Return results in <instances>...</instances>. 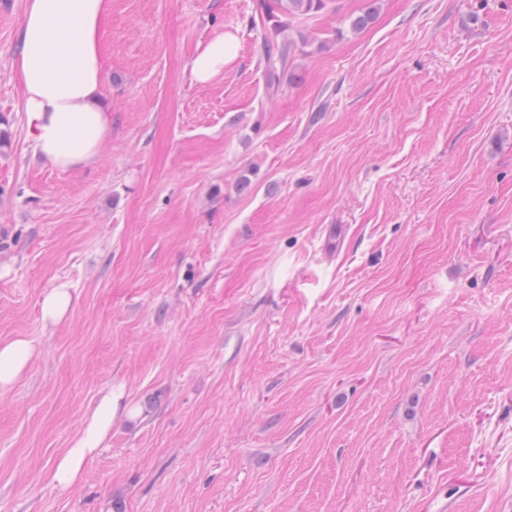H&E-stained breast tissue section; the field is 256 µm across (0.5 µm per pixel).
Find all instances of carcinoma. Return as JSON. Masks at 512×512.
<instances>
[{"mask_svg":"<svg viewBox=\"0 0 512 512\" xmlns=\"http://www.w3.org/2000/svg\"><path fill=\"white\" fill-rule=\"evenodd\" d=\"M326 0H272L267 3L261 0L259 7L267 14L278 11L287 17V21H279L272 25L265 37V63L267 88L272 91L278 87L280 74L291 64V60L297 48V43L291 36L285 35L290 29L288 20L310 12H318L325 7ZM369 5L351 20V28L354 31L365 29L374 20L377 12V0H368Z\"/></svg>","mask_w":512,"mask_h":512,"instance_id":"cac0c4a2","label":"carcinoma"}]
</instances>
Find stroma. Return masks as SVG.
<instances>
[{"label":"stroma","instance_id":"35a3bbf8","mask_svg":"<svg viewBox=\"0 0 512 512\" xmlns=\"http://www.w3.org/2000/svg\"><path fill=\"white\" fill-rule=\"evenodd\" d=\"M256 4L110 0L112 135L65 172L0 0V342L40 350L0 390V512H512V0H379L359 32L367 0H327L272 95ZM238 40L227 32L200 46L190 61V69L197 83L205 85L234 62ZM71 305V295L68 288L60 286L48 292L41 304L42 320L46 325L54 326L59 323ZM117 401L112 391L103 395L91 416L83 435L72 448H67L51 471L52 481L65 489L76 484L82 476L86 462L93 458L117 414Z\"/></svg>","mask_w":512,"mask_h":512}]
</instances>
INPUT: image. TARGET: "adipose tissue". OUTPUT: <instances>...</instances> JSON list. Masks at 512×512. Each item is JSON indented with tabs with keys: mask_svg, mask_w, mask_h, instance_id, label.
Returning <instances> with one entry per match:
<instances>
[{
	"mask_svg": "<svg viewBox=\"0 0 512 512\" xmlns=\"http://www.w3.org/2000/svg\"><path fill=\"white\" fill-rule=\"evenodd\" d=\"M108 6L109 0H25L16 68L28 135L35 151L63 171L96 163L112 134V117L101 101ZM237 52L238 40L228 32L200 46L190 61L195 81L209 83ZM38 354L24 337L0 343V389L13 386ZM116 414V399L104 394L83 435L53 466L57 486L79 481Z\"/></svg>",
	"mask_w": 512,
	"mask_h": 512,
	"instance_id": "1",
	"label": "adipose tissue"
}]
</instances>
